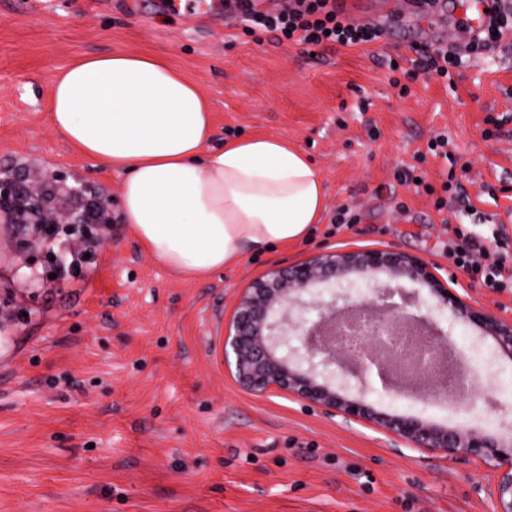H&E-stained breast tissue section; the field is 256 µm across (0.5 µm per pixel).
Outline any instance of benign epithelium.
<instances>
[{
  "label": "benign epithelium",
  "mask_w": 512,
  "mask_h": 512,
  "mask_svg": "<svg viewBox=\"0 0 512 512\" xmlns=\"http://www.w3.org/2000/svg\"><path fill=\"white\" fill-rule=\"evenodd\" d=\"M111 198H95L86 207L60 216L44 200V180L37 173L0 176V221L26 225L22 244H41L47 254L54 249L72 253L84 239L66 229L90 223L92 213L110 210ZM360 274L370 283L369 295L352 299L307 302L303 295L317 283ZM385 273L390 281L382 282ZM407 278L428 288L433 303L425 313L415 295L397 304L393 282ZM317 317L303 313L310 309ZM453 311L460 319L491 338L498 351L512 359V318L500 316L482 305L465 302L448 288L425 260L390 250H349L318 254L288 268H271L241 292L235 313L224 328V369L248 392L262 395L280 392L331 416L355 420L392 434L406 444L450 458L482 460L498 469L492 495L495 512H512V432L508 437L472 426L448 427L422 417L378 410L364 395L376 377L386 392L396 397L428 402L448 399L435 365L424 364L412 354L396 352L392 345L410 330L426 327L428 347H447L448 337L436 328L437 314ZM370 336L356 364L346 367L349 356L336 349V337ZM298 336L302 354L280 353L288 339ZM350 371L357 393L331 378Z\"/></svg>",
  "instance_id": "7a95c632"
}]
</instances>
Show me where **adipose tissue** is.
<instances>
[{
  "instance_id": "ef3b65f1",
  "label": "adipose tissue",
  "mask_w": 512,
  "mask_h": 512,
  "mask_svg": "<svg viewBox=\"0 0 512 512\" xmlns=\"http://www.w3.org/2000/svg\"><path fill=\"white\" fill-rule=\"evenodd\" d=\"M51 123L96 166L123 173V222L184 280L303 241L325 211L318 168L287 140L255 135L209 148L200 88L154 54L116 51L63 69Z\"/></svg>"
}]
</instances>
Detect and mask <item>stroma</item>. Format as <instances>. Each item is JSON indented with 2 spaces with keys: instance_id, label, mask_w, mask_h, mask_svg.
Segmentation results:
<instances>
[{
  "instance_id": "35a3bbf8",
  "label": "stroma",
  "mask_w": 512,
  "mask_h": 512,
  "mask_svg": "<svg viewBox=\"0 0 512 512\" xmlns=\"http://www.w3.org/2000/svg\"><path fill=\"white\" fill-rule=\"evenodd\" d=\"M0 0V172L69 173L68 186L119 199L122 177L96 167L50 121V89L72 61L115 51L162 55L194 80L213 145L288 139L315 162L326 210L310 238L185 281L120 222L80 273L15 251L0 223V512H494L495 470L418 450L277 392L240 388L223 361L239 293L272 267L349 249H391L432 263L466 302L512 317V293L458 266L460 233L512 236V43L463 53L451 80L418 69V27L366 48L280 43L220 23L196 0ZM407 71L393 85L387 59ZM449 158L432 155L435 134ZM413 169L421 184H401ZM466 204L437 210L451 173ZM348 222H336L340 207ZM440 326L480 381L473 410L421 405L383 390L376 408L454 427L512 423V360L452 314Z\"/></svg>"
}]
</instances>
